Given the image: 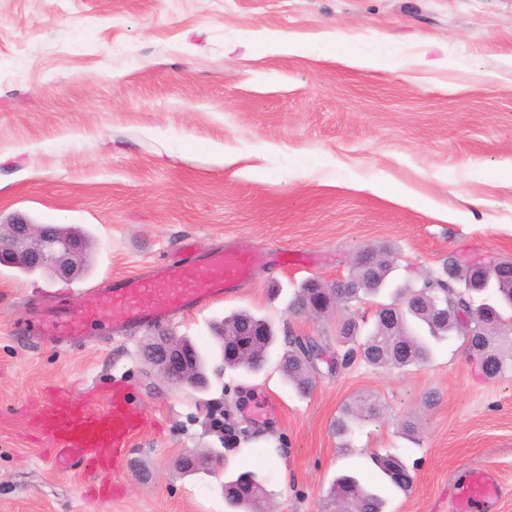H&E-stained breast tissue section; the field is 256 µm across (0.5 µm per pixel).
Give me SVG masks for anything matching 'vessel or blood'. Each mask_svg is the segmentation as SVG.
<instances>
[{"label": "vessel or blood", "mask_w": 512, "mask_h": 512, "mask_svg": "<svg viewBox=\"0 0 512 512\" xmlns=\"http://www.w3.org/2000/svg\"><path fill=\"white\" fill-rule=\"evenodd\" d=\"M254 261L245 247H229L206 253H189L175 262H157L142 273L106 279L86 290L76 302L52 307L41 320L16 327L19 337L47 336L57 343L78 339V312L109 303L119 306L115 333L125 334L171 322L186 311L200 310L223 299L225 292L246 280ZM108 404L98 411L86 394L55 386L47 392V404L37 412V426L52 444L56 461L67 468H81L96 475L89 488L98 494L119 493L116 465L132 439L142 431L145 419L131 403L125 385L106 390ZM505 494L498 476L489 469L470 471L452 498L453 512H489Z\"/></svg>", "instance_id": "1"}]
</instances>
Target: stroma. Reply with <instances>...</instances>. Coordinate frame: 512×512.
<instances>
[{"instance_id": "1", "label": "stroma", "mask_w": 512, "mask_h": 512, "mask_svg": "<svg viewBox=\"0 0 512 512\" xmlns=\"http://www.w3.org/2000/svg\"><path fill=\"white\" fill-rule=\"evenodd\" d=\"M325 30L380 69L258 45ZM366 181L420 202L357 191ZM18 214L91 238L67 280L0 265V512H228L223 480L244 470L267 477L274 512H328L332 480L375 481L369 457L385 451L417 464L388 512H449L461 475L486 467L510 491L497 512H512V372L486 379L458 337L426 364L333 372L335 318L288 308L302 281L348 276L370 246L391 249L400 281L451 253L512 259V0H0V224ZM229 241L253 251L251 276L165 329L210 349L211 323L248 311L278 342L258 373L211 354V398L253 437L222 448V475L184 474L185 450L221 446L198 395L142 360L154 330L113 336L109 305L83 342L14 329L38 303ZM290 334L326 351L305 398L278 368ZM117 378L147 427L120 465L122 495L89 499V473L58 467L29 418L56 385L96 389L103 408ZM358 396L382 415L345 448L332 424ZM267 402L268 421L244 411Z\"/></svg>"}]
</instances>
